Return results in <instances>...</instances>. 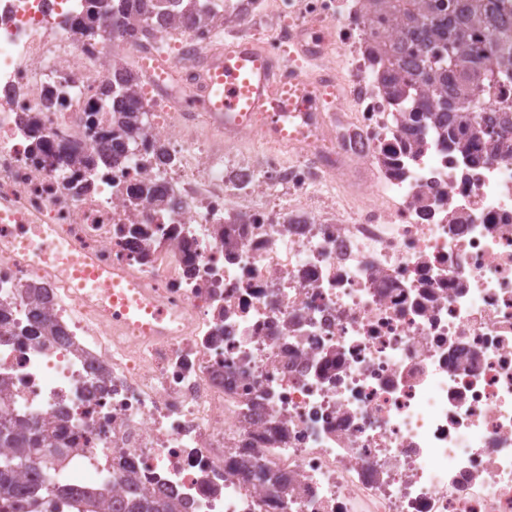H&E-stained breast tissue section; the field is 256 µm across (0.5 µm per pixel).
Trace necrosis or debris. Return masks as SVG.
<instances>
[{
    "label": "necrosis or debris",
    "instance_id": "4bbe7bcc",
    "mask_svg": "<svg viewBox=\"0 0 512 512\" xmlns=\"http://www.w3.org/2000/svg\"><path fill=\"white\" fill-rule=\"evenodd\" d=\"M88 3L0 0V418L62 424L69 485L119 498L128 471L179 512H512V161L432 129L402 150L351 0H272L255 40L308 21L331 76L352 52L355 112L296 113L293 163L225 166L245 134L195 102L222 46L81 32ZM129 57L156 108L108 165L100 90ZM336 180L352 208L309 205ZM47 241L161 306L159 334L69 286Z\"/></svg>",
    "mask_w": 512,
    "mask_h": 512
}]
</instances>
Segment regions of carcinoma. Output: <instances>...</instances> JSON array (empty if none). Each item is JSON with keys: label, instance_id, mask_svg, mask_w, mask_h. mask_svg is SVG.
I'll use <instances>...</instances> for the list:
<instances>
[{"label": "carcinoma", "instance_id": "cac0c4a2", "mask_svg": "<svg viewBox=\"0 0 512 512\" xmlns=\"http://www.w3.org/2000/svg\"><path fill=\"white\" fill-rule=\"evenodd\" d=\"M94 0L89 23L111 29L121 38L140 32L154 37V22L168 24V0H111V12ZM178 28L217 29L224 0H180ZM355 13L365 29L366 58L379 92L394 104L392 120L400 125L403 147L436 128L443 141L464 151L474 163L512 156V112L485 113V96L512 90V57L498 51L512 32V19L498 20L475 0H357ZM101 95L110 101L119 128L131 138L146 115L143 97L123 67H112ZM33 335L53 332L43 299L33 298ZM44 425L20 420L0 426V512H49L56 498L70 500L83 512L112 509L108 490L65 489L55 474L66 453L46 448ZM174 499L141 490L131 493L121 512H178Z\"/></svg>", "mask_w": 512, "mask_h": 512}]
</instances>
